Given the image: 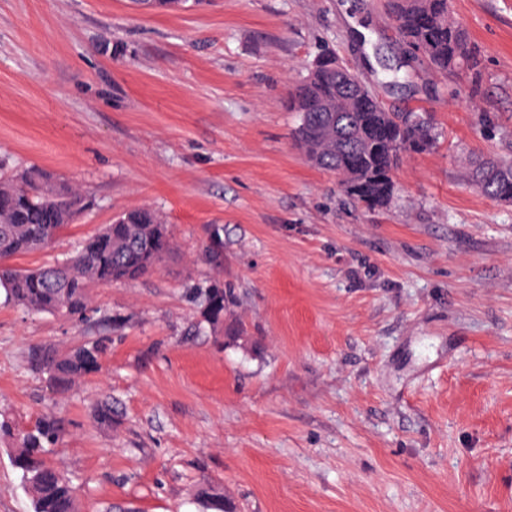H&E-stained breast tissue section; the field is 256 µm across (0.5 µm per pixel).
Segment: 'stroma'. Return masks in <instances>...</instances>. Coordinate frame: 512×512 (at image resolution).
Here are the masks:
<instances>
[{
	"label": "stroma",
	"instance_id": "stroma-1",
	"mask_svg": "<svg viewBox=\"0 0 512 512\" xmlns=\"http://www.w3.org/2000/svg\"><path fill=\"white\" fill-rule=\"evenodd\" d=\"M452 16L481 52L473 91L414 60L382 72L408 55L388 0H0V173L38 168L86 201L14 266L140 206L176 242L143 278L93 288L83 322L0 293V415L61 420L52 459L80 512H201L204 482L235 512H512V204L468 183L475 154L512 155V0H452ZM324 46L440 132L404 154L386 210L294 145L286 98ZM216 278L233 342L198 329ZM95 340L99 371L66 394L27 367L32 345ZM0 512H31L3 445Z\"/></svg>",
	"mask_w": 512,
	"mask_h": 512
}]
</instances>
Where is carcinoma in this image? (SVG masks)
Returning a JSON list of instances; mask_svg holds the SVG:
<instances>
[{"label": "carcinoma", "instance_id": "1", "mask_svg": "<svg viewBox=\"0 0 512 512\" xmlns=\"http://www.w3.org/2000/svg\"><path fill=\"white\" fill-rule=\"evenodd\" d=\"M399 39L413 58L434 72L454 77L478 74V52L464 26L451 18L449 0H390ZM289 94L288 105L298 114L294 138L319 168L337 174L350 198L369 208L387 207L395 192V172L406 152L430 149L439 132L427 113L390 112L350 69L347 85L336 87L339 61L330 53L317 56ZM337 105L320 111L324 103ZM469 183L485 196L512 202V160L497 155L475 158ZM55 194L38 170L0 175V290L5 299L27 310L85 319L93 311L91 290L112 282H132L151 273L173 249L169 225L160 213L145 207L123 212L88 238L69 258L53 265L20 269L11 259L51 247L85 207L79 188L61 181ZM220 228L209 227L205 259L223 262ZM202 318L216 336H238L224 330L228 295L218 280L200 289ZM102 344L73 348L36 345L28 353L29 369L46 377L59 394L97 370ZM61 422L39 420L25 433L0 420V444L12 448V465L21 472L33 512H77L73 487L49 459L62 435ZM204 512H228L224 493L206 484L197 490Z\"/></svg>", "mask_w": 512, "mask_h": 512}]
</instances>
